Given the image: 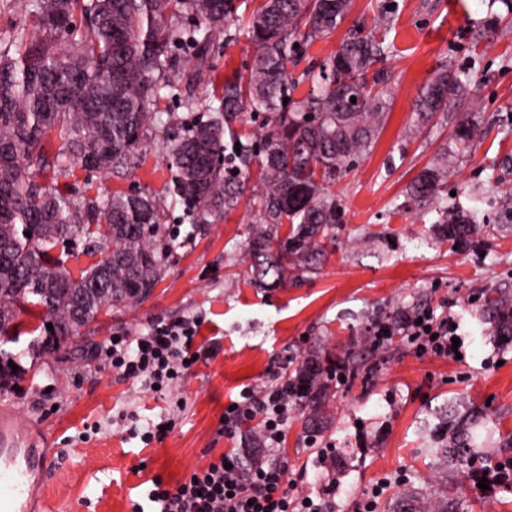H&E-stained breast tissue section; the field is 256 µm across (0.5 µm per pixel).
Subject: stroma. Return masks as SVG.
<instances>
[{
    "mask_svg": "<svg viewBox=\"0 0 512 512\" xmlns=\"http://www.w3.org/2000/svg\"><path fill=\"white\" fill-rule=\"evenodd\" d=\"M505 12L501 0H353L340 27L300 53L302 71L334 53L358 23L381 15L389 21L385 124L371 151L336 184L343 222L325 241L321 270L284 286L250 282L245 244L257 220L250 199L206 227L188 223L172 203L157 146L122 178L78 166L42 172V182L89 199L152 193L177 243L147 300L99 316L66 354L44 353L36 369L0 393V415L59 453L46 486L58 512H131L139 485L153 477L176 481L231 447L250 461L258 430L227 439V404L243 389L271 386L276 374L294 372L307 358L330 369L350 364L356 373L316 411L323 418L317 436L306 429L311 407L288 413L285 439L271 458L301 473L298 498L323 512H355L363 494L384 481L376 512L405 505L418 512L415 486L447 496L449 512H512V486L480 489L470 467L435 452L436 429L451 405L483 410L488 426L512 431V341H494L485 310L486 295L512 298V22L491 40L472 43L478 20ZM255 51L238 26L228 27L213 48L204 86L217 90L228 77L247 73ZM445 67L468 76L467 93L417 130L415 101ZM470 116L478 121L475 151L457 162L448 188L463 205L482 197L488 231L460 252L437 243L436 211L416 210L406 189ZM443 302L466 334L464 362L417 357L401 337L378 350L370 346L366 329L373 320ZM195 317L199 359L168 399L117 375L100 356L112 337ZM172 400L183 406L162 441L145 446L128 438L122 414L155 421ZM93 424L99 433L83 437ZM329 446L334 468L320 460Z\"/></svg>",
    "mask_w": 512,
    "mask_h": 512,
    "instance_id": "1",
    "label": "stroma"
}]
</instances>
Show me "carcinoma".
<instances>
[{
	"label": "carcinoma",
	"mask_w": 512,
	"mask_h": 512,
	"mask_svg": "<svg viewBox=\"0 0 512 512\" xmlns=\"http://www.w3.org/2000/svg\"><path fill=\"white\" fill-rule=\"evenodd\" d=\"M14 10L32 18V29L17 33L15 56L0 50V338L17 335L16 319L32 306L45 336L27 351L31 365L41 354L60 350L103 313L145 300L159 282L176 244L163 239L160 209L150 194L117 193L83 198L38 181L51 165H72L121 176L141 158L156 134L157 100L185 95L193 110L194 90L209 69L215 34L238 20V0H12ZM351 0H264L246 24L257 45L248 74L224 82L213 115L166 147L168 187L192 224H210L234 210L245 192L242 168L248 145L227 152L224 134L244 111L265 114L258 144L263 181L257 191L259 226L247 241L254 283L260 288L288 283V273L317 272L323 240L342 223L333 187L374 146L389 108L383 88L386 27L376 20L341 41L318 71L293 76L297 47L331 35L344 21ZM81 10L86 28L74 36ZM195 23L185 26L181 18ZM502 18L482 21L475 42L497 33ZM193 58V70L178 71L176 53ZM311 89L294 93L303 81ZM454 71L441 69L416 101L418 126L448 111L463 93ZM358 93L359 103H349ZM478 136L461 123L448 146L449 159L426 166L407 188L408 202L431 208L452 175L450 161L468 156ZM60 141L48 161L50 138ZM441 240L462 249L483 231L476 207L438 209ZM289 229L279 236L277 227ZM84 241L82 252L100 258L73 273L52 251ZM506 299H486L495 335L512 338ZM17 357L0 350V391L16 373ZM305 402L326 405L331 394L325 369L306 360L297 369ZM495 430L483 417L448 410L440 429L441 453L460 465L488 467L484 442Z\"/></svg>",
	"instance_id": "carcinoma-1"
}]
</instances>
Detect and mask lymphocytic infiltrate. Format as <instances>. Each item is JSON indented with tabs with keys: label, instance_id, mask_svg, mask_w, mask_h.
I'll list each match as a JSON object with an SVG mask.
<instances>
[{
	"label": "lymphocytic infiltrate",
	"instance_id": "lymphocytic-infiltrate-1",
	"mask_svg": "<svg viewBox=\"0 0 512 512\" xmlns=\"http://www.w3.org/2000/svg\"><path fill=\"white\" fill-rule=\"evenodd\" d=\"M199 326V319L192 318L135 338L112 337L105 348L108 365L147 389L169 393L191 370ZM398 334L408 337L420 356L452 360L467 351L460 341L459 320L431 307H416L394 320L375 323L369 339L372 347L378 348ZM300 403L288 378L259 394L242 391L240 400L224 412V434L234 437L247 422L259 421L260 450L253 461L243 463L231 448L176 484L152 478L142 499L133 501L131 512H320L311 500L294 496L295 484L286 465L264 459L265 453L280 447L285 438L289 407Z\"/></svg>",
	"mask_w": 512,
	"mask_h": 512
}]
</instances>
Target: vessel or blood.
I'll list each match as a JSON object with an SVG mask.
<instances>
[{
  "label": "vessel or blood",
  "mask_w": 512,
  "mask_h": 512,
  "mask_svg": "<svg viewBox=\"0 0 512 512\" xmlns=\"http://www.w3.org/2000/svg\"><path fill=\"white\" fill-rule=\"evenodd\" d=\"M52 460L0 420V512H50L45 486Z\"/></svg>",
  "instance_id": "b4317fda"
}]
</instances>
